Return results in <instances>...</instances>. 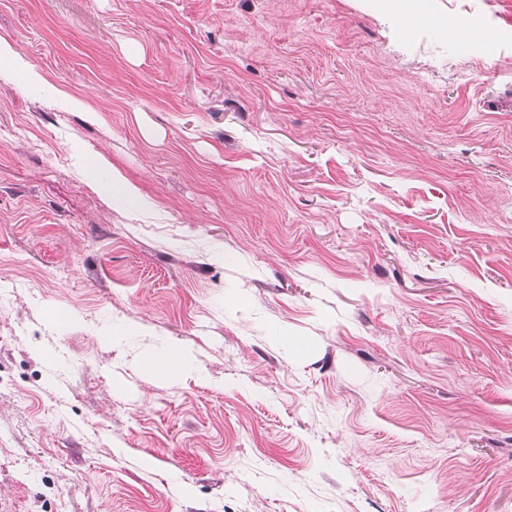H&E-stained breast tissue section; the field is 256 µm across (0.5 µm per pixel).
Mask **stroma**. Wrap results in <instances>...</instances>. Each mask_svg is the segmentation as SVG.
I'll list each match as a JSON object with an SVG mask.
<instances>
[{
    "label": "stroma",
    "instance_id": "35a3bbf8",
    "mask_svg": "<svg viewBox=\"0 0 512 512\" xmlns=\"http://www.w3.org/2000/svg\"><path fill=\"white\" fill-rule=\"evenodd\" d=\"M430 3L0 0V512H512V0ZM112 199L122 205L141 204L137 188L128 183L117 171L112 174ZM150 371L165 380L181 377V354L178 349L168 350L155 355L151 360Z\"/></svg>",
    "mask_w": 512,
    "mask_h": 512
}]
</instances>
